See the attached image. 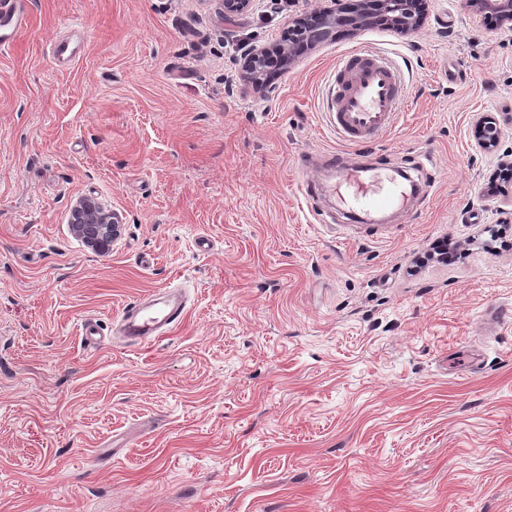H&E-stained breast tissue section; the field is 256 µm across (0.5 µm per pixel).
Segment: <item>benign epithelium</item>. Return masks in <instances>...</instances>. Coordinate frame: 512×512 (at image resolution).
Listing matches in <instances>:
<instances>
[{"label":"benign epithelium","instance_id":"obj_1","mask_svg":"<svg viewBox=\"0 0 512 512\" xmlns=\"http://www.w3.org/2000/svg\"><path fill=\"white\" fill-rule=\"evenodd\" d=\"M224 16L247 13L253 0H221ZM410 0H330V5L298 14L291 20L290 31L307 35L311 46L335 37L340 29L352 36L359 30L374 25L379 18L400 20L409 12ZM464 6L475 15H495L500 25L512 27V0H464ZM266 49L253 45L240 55L244 80L254 88H261L266 79ZM499 142L497 126L484 123L478 148L495 149ZM122 218L93 197L77 199L71 209L69 224L74 235L86 246L105 253L120 235Z\"/></svg>","mask_w":512,"mask_h":512}]
</instances>
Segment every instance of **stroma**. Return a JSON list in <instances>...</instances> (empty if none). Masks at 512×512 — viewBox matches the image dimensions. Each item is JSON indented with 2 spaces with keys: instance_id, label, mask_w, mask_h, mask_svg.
I'll return each mask as SVG.
<instances>
[{
  "instance_id": "stroma-1",
  "label": "stroma",
  "mask_w": 512,
  "mask_h": 512,
  "mask_svg": "<svg viewBox=\"0 0 512 512\" xmlns=\"http://www.w3.org/2000/svg\"><path fill=\"white\" fill-rule=\"evenodd\" d=\"M322 4L31 0L0 53V512H512V223L488 190L512 29L428 0L412 34L367 28L247 86L241 46ZM360 46L408 100L352 157L412 174L431 154L434 186L388 223L323 224L300 159L340 149L325 89ZM82 196L123 218L108 253L72 231ZM170 288L189 309L168 334L84 342V319Z\"/></svg>"
}]
</instances>
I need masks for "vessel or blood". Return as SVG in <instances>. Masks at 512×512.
Listing matches in <instances>:
<instances>
[{
	"label": "vessel or blood",
	"mask_w": 512,
	"mask_h": 512,
	"mask_svg": "<svg viewBox=\"0 0 512 512\" xmlns=\"http://www.w3.org/2000/svg\"><path fill=\"white\" fill-rule=\"evenodd\" d=\"M28 24V0H0V51L11 48ZM326 126L337 139L368 148L394 128L405 109L406 89L400 69L383 53L356 48L341 56L326 87ZM304 167L328 171L324 182L306 183L303 194L328 196L336 208L360 224H376L382 213L402 210L430 185H419L402 171H389L385 160L350 163L347 154L329 152L306 157ZM182 293L136 299L124 309L117 334L125 344L146 346L177 326L185 316Z\"/></svg>",
	"instance_id": "b4317fda"
}]
</instances>
